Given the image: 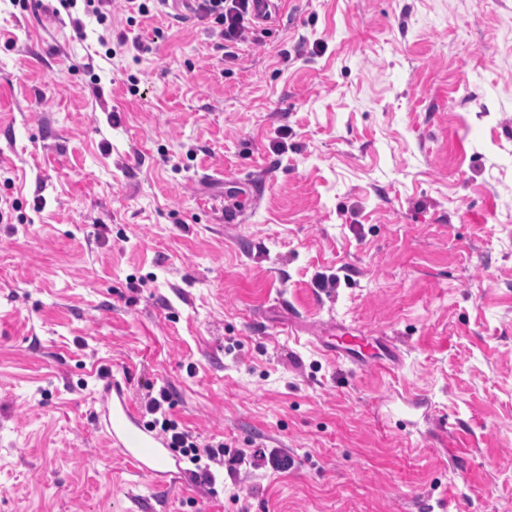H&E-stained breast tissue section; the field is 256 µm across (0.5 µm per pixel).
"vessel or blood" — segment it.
I'll return each instance as SVG.
<instances>
[{
  "label": "vessel or blood",
  "instance_id": "b4317fda",
  "mask_svg": "<svg viewBox=\"0 0 512 512\" xmlns=\"http://www.w3.org/2000/svg\"><path fill=\"white\" fill-rule=\"evenodd\" d=\"M324 347L343 362L352 365L363 362L359 339L347 326H337L334 341L325 342ZM103 391L105 399L96 421L112 444L124 449L136 468L150 476L155 484L164 485L179 478L183 471L182 457L136 417L121 384L116 379H107Z\"/></svg>",
  "mask_w": 512,
  "mask_h": 512
}]
</instances>
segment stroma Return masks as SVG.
Masks as SVG:
<instances>
[{"label": "stroma", "instance_id": "stroma-1", "mask_svg": "<svg viewBox=\"0 0 512 512\" xmlns=\"http://www.w3.org/2000/svg\"><path fill=\"white\" fill-rule=\"evenodd\" d=\"M110 10L0 0V512H512V0ZM102 367L294 467L153 484ZM284 0H195L196 12L203 18H210L219 27L224 40L221 49L225 59L234 60L233 50L245 38L254 19L258 23H269L280 14ZM253 2V17H252ZM254 18V19H253ZM336 342L321 340L320 343L326 351L331 352L337 359L352 364L360 365L363 363L361 353L362 336H353L351 328L340 324L336 327V336H331Z\"/></svg>", "mask_w": 512, "mask_h": 512}]
</instances>
